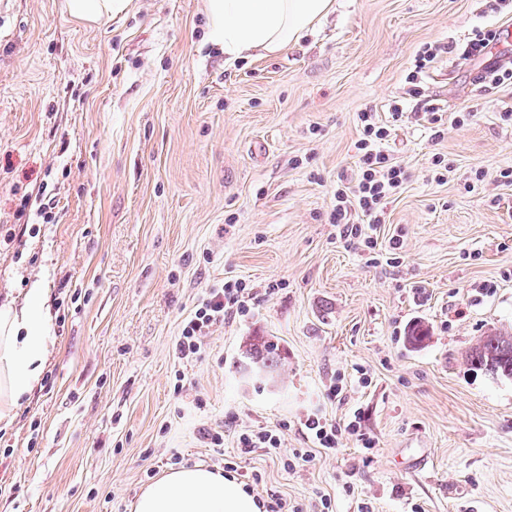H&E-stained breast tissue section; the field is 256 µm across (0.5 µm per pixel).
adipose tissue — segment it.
<instances>
[{
    "mask_svg": "<svg viewBox=\"0 0 512 512\" xmlns=\"http://www.w3.org/2000/svg\"><path fill=\"white\" fill-rule=\"evenodd\" d=\"M335 0H204L208 40L228 59L276 54L296 46L331 12ZM51 323L40 283L22 308L0 306V424L13 420L39 381ZM133 512H264L257 496L235 479L205 466L169 470L137 498Z\"/></svg>",
    "mask_w": 512,
    "mask_h": 512,
    "instance_id": "1",
    "label": "adipose tissue"
}]
</instances>
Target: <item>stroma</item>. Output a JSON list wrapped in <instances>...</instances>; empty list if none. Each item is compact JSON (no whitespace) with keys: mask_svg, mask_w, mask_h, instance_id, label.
Listing matches in <instances>:
<instances>
[{"mask_svg":"<svg viewBox=\"0 0 512 512\" xmlns=\"http://www.w3.org/2000/svg\"><path fill=\"white\" fill-rule=\"evenodd\" d=\"M510 23L512 0H336L298 46L229 64L203 0H130L97 24L0 0V304L38 281L54 317L45 378L0 426V512H132L162 472L228 460L302 512H512V379L467 360L512 334V85L436 140L425 107L476 98L472 67L441 58L415 97L405 81L421 44ZM394 100L408 179L369 251L340 238L333 191L356 174L359 112L388 119ZM230 279L250 313L180 364L183 321ZM251 336L285 366L241 373ZM311 413L342 428L335 453L293 471L240 455L257 426L308 447Z\"/></svg>","mask_w":512,"mask_h":512,"instance_id":"obj_1","label":"stroma"}]
</instances>
